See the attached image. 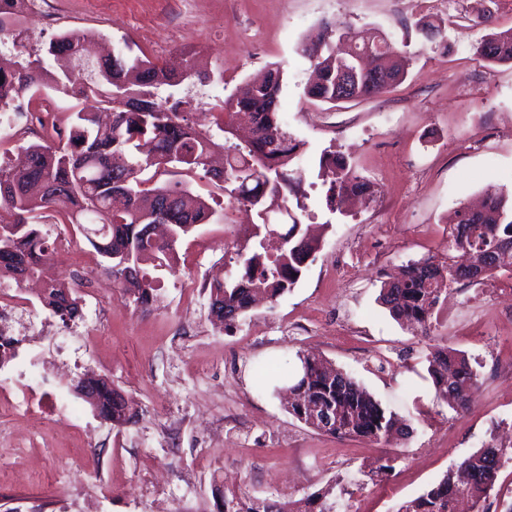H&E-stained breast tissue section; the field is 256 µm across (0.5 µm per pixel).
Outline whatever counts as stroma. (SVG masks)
I'll list each match as a JSON object with an SVG mask.
<instances>
[{
    "label": "stroma",
    "instance_id": "obj_1",
    "mask_svg": "<svg viewBox=\"0 0 512 512\" xmlns=\"http://www.w3.org/2000/svg\"><path fill=\"white\" fill-rule=\"evenodd\" d=\"M51 20L25 14L0 22V54L48 45L68 31L95 36L89 49L128 44L170 67L194 58L215 73L206 84L173 88L197 100L188 114L210 127V104L260 77L283 71L281 125L301 144L295 168L307 195L299 219L319 228L321 247L275 304L249 311L233 331L215 327L204 283L239 266L253 215L235 198L192 179L211 196V221L178 246L181 262L163 272V295L133 306L102 259L47 211L41 229L68 236L50 276L80 285L82 318L62 324L45 307L0 367V512H215L212 477L258 498L298 499L332 485L361 512H398L438 483L495 429L512 427V316L494 287L455 290L430 335L401 326L377 301L387 275L411 259L443 252L461 205L487 189L512 196V63L474 53L488 30L512 28V0H55ZM490 13V26H472ZM382 35L408 58L407 75L369 99L320 104L306 93L309 64L297 52L323 21ZM440 26L428 37L422 23ZM347 157L371 183L369 198L329 213L317 182L323 153ZM447 345L477 359L481 384L470 408L436 402L423 358ZM313 352L354 377L384 407L404 415L409 437L390 445L339 439L294 419L261 383L259 369L291 370ZM109 377L139 412L119 431L74 392L84 375ZM41 406L33 424L28 404ZM97 451L85 469L83 452ZM395 459L384 479L366 477L379 457Z\"/></svg>",
    "mask_w": 512,
    "mask_h": 512
}]
</instances>
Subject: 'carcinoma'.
Returning <instances> with one entry per match:
<instances>
[{
	"label": "carcinoma",
	"mask_w": 512,
	"mask_h": 512,
	"mask_svg": "<svg viewBox=\"0 0 512 512\" xmlns=\"http://www.w3.org/2000/svg\"><path fill=\"white\" fill-rule=\"evenodd\" d=\"M83 42L82 34L69 32L51 41L43 56L0 55L1 106L26 95L32 100L49 88L79 104L92 100L96 109L112 113L111 124L103 126L96 113L80 108L74 112L66 143L22 146L23 158L17 164L0 166V275L17 280L25 273L43 279L41 301L66 326L82 318L81 307L73 289L45 278L50 244L38 228L42 209L63 211L66 223L104 258L103 269L113 284L141 309L160 296L157 272L174 269L177 243L214 215L208 201L175 176L201 171L210 177V157L216 149L224 150L220 187L255 209L261 219L253 225L252 236H260L262 229L277 232L269 222L270 213L288 209L291 196L296 209L306 210L305 194L290 176L292 162L300 158V144L282 128L277 115L281 67L270 70L265 83L241 86L212 107L213 124L224 134L232 133L240 119L255 128L254 137L243 145L219 144L212 134L187 123L181 110L184 102L171 105L159 94L163 86L210 80V75L196 69L193 59L180 73L148 59H132L122 48L104 59L86 60ZM352 51L353 44L345 45L336 36L334 23L324 24L315 41L298 47L316 72V80L306 89L310 99L336 102V82ZM475 53L489 63L512 62V28L486 34ZM48 57H63L68 66L53 73ZM373 61L387 76L386 84L360 76L352 84L353 98L379 96L405 74V60L384 37L373 49ZM320 165L328 169L324 202L330 212L341 210L352 194L371 192L370 182L354 175L344 158L327 154ZM280 238L277 255L269 257L256 249L243 260V271L204 285L209 307L219 306L221 323L238 325L258 296L275 303L298 282L303 267L320 249L296 219ZM480 254L490 255L481 278L512 274V199L500 192L488 193L479 211L460 207L456 223L449 226L444 253L402 265L398 275L382 282L379 300L395 320L427 331L448 292L474 283L470 267ZM298 359L300 378L288 386L292 392L288 414L293 418L317 432L374 444L409 434L405 419L384 407L351 375L319 356ZM426 361L437 400L457 411L466 410L480 381L470 359L448 346L434 345ZM75 391L99 416L112 420V427L121 430L135 423L136 410L109 378H99L89 392L79 382ZM509 461L512 441L493 438L459 463L457 471L467 473V479L450 472L424 494L404 502L398 512H455L457 502L465 499L480 512L499 469ZM213 496L217 512H336V498L328 490L294 500L271 499L263 511L243 489H215Z\"/></svg>",
	"instance_id": "cac0c4a2"
}]
</instances>
